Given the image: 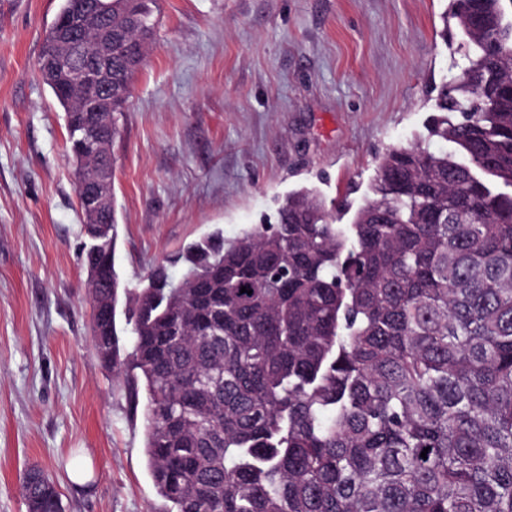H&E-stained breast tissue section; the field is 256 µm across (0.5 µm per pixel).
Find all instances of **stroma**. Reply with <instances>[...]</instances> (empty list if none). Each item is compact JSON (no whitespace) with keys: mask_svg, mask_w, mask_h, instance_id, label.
<instances>
[{"mask_svg":"<svg viewBox=\"0 0 512 512\" xmlns=\"http://www.w3.org/2000/svg\"><path fill=\"white\" fill-rule=\"evenodd\" d=\"M62 0H0V512L44 468L64 512H162L142 410L100 360L64 114L38 70ZM158 46L114 147L115 266L180 279L183 249L276 221L307 187L360 203L467 65L449 0H157Z\"/></svg>","mask_w":512,"mask_h":512,"instance_id":"obj_1","label":"stroma"}]
</instances>
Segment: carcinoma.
Returning a JSON list of instances; mask_svg holds the SVG:
<instances>
[{
    "instance_id": "cac0c4a2",
    "label": "carcinoma",
    "mask_w": 512,
    "mask_h": 512,
    "mask_svg": "<svg viewBox=\"0 0 512 512\" xmlns=\"http://www.w3.org/2000/svg\"><path fill=\"white\" fill-rule=\"evenodd\" d=\"M154 2L90 0L77 39L46 30L74 66L96 29L122 33L104 140L156 48ZM448 18L468 65L420 141L379 157L355 210L294 190L276 223L190 245L178 283L151 271L129 297L128 366L118 273L87 277L99 357L146 393L164 512H512V0H449ZM69 82L47 86L92 177L113 167L84 146L81 103L99 91L60 95ZM78 199L84 226L117 224L116 204ZM21 491L27 512L62 504L44 472Z\"/></svg>"
}]
</instances>
